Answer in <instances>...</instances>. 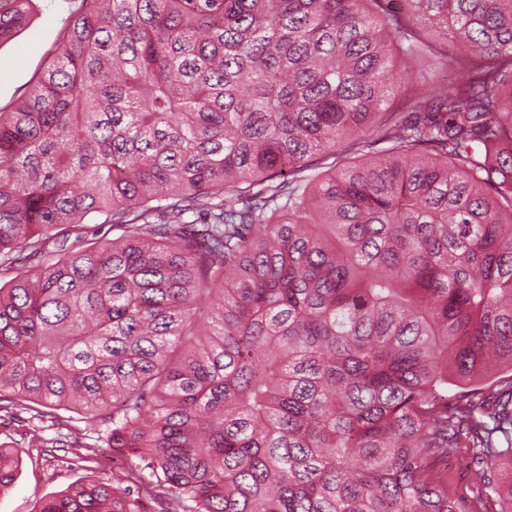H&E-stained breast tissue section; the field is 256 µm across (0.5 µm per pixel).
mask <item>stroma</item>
I'll return each mask as SVG.
<instances>
[{"mask_svg": "<svg viewBox=\"0 0 512 512\" xmlns=\"http://www.w3.org/2000/svg\"><path fill=\"white\" fill-rule=\"evenodd\" d=\"M75 0H42L29 23L0 43V106L20 99L40 72ZM112 414L88 418L72 406L54 409L15 398L0 402V448L18 452L15 480L0 512H34L40 499L87 480L112 477Z\"/></svg>", "mask_w": 512, "mask_h": 512, "instance_id": "1", "label": "stroma"}]
</instances>
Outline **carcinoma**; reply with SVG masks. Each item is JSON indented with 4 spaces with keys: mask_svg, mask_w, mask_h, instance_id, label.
<instances>
[{
    "mask_svg": "<svg viewBox=\"0 0 512 512\" xmlns=\"http://www.w3.org/2000/svg\"><path fill=\"white\" fill-rule=\"evenodd\" d=\"M405 2L81 0L0 107V398L120 461L37 512H512V0Z\"/></svg>",
    "mask_w": 512,
    "mask_h": 512,
    "instance_id": "carcinoma-1",
    "label": "carcinoma"
}]
</instances>
